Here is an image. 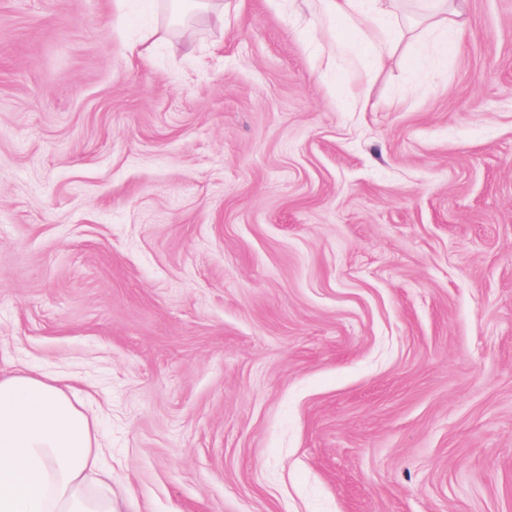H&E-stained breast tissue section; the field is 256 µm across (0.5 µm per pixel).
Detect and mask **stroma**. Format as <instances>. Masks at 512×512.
Listing matches in <instances>:
<instances>
[{
	"label": "stroma",
	"mask_w": 512,
	"mask_h": 512,
	"mask_svg": "<svg viewBox=\"0 0 512 512\" xmlns=\"http://www.w3.org/2000/svg\"><path fill=\"white\" fill-rule=\"evenodd\" d=\"M0 0V372L118 512H512V0ZM370 87L367 111L350 92ZM313 10L321 18L334 19L344 24L353 35L337 48L360 56L368 71H382L391 58L399 39L395 21L381 5L382 0H310Z\"/></svg>",
	"instance_id": "obj_1"
}]
</instances>
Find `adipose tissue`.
<instances>
[{
  "mask_svg": "<svg viewBox=\"0 0 512 512\" xmlns=\"http://www.w3.org/2000/svg\"><path fill=\"white\" fill-rule=\"evenodd\" d=\"M313 10L350 32L339 49L370 72L386 67L399 33L381 0H313ZM102 454L91 416L64 381L0 374V512H116L111 494L87 491Z\"/></svg>",
  "mask_w": 512,
  "mask_h": 512,
  "instance_id": "adipose-tissue-1",
  "label": "adipose tissue"
}]
</instances>
